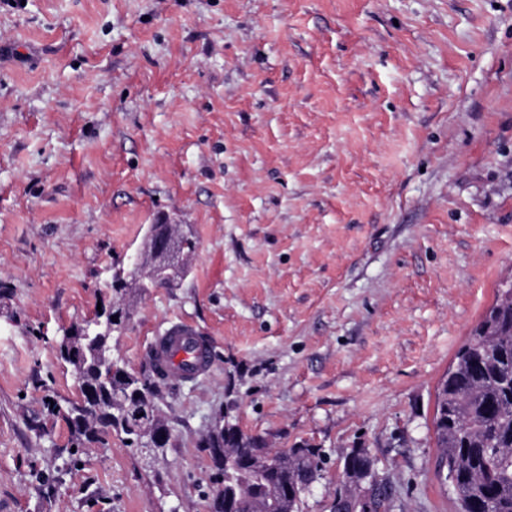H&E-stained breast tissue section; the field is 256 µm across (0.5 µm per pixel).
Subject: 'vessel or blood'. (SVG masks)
<instances>
[{
  "label": "vessel or blood",
  "mask_w": 512,
  "mask_h": 512,
  "mask_svg": "<svg viewBox=\"0 0 512 512\" xmlns=\"http://www.w3.org/2000/svg\"><path fill=\"white\" fill-rule=\"evenodd\" d=\"M198 336L192 324L181 322L154 337L152 349L156 366L165 370H181L183 375L193 379L208 373L211 369L208 348L200 345L191 349L187 346L189 339Z\"/></svg>",
  "instance_id": "b4317fda"
}]
</instances>
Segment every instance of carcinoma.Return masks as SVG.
<instances>
[{
    "instance_id": "cac0c4a2",
    "label": "carcinoma",
    "mask_w": 512,
    "mask_h": 512,
    "mask_svg": "<svg viewBox=\"0 0 512 512\" xmlns=\"http://www.w3.org/2000/svg\"><path fill=\"white\" fill-rule=\"evenodd\" d=\"M163 231L174 241L186 260L194 256L197 243L178 224H165ZM142 291L152 283L150 270L139 277L117 281L112 289V306L130 308L129 286ZM107 311L85 322L88 345L93 355L77 366L65 355L73 373H82L86 383L96 388L97 409L84 415L86 401L62 409L71 427L76 448L103 441L102 430L121 437L134 448L167 428L160 415V383L168 375L157 373L145 380V373L131 372L112 356V340L106 334ZM108 359L100 367L94 355ZM438 467L451 486L457 512H512V286L498 290L494 304L473 329L468 342L457 352L446 376L439 383L433 418ZM212 464L224 475L232 498L211 502V512H277L278 499L289 497L293 512H300L302 496L314 482L324 454L308 445L288 449L267 462L273 450L259 439L245 436L224 421V435L206 437ZM394 499L387 483L377 482L370 500L353 495L346 501L347 512H392Z\"/></svg>"
}]
</instances>
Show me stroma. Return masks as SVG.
Masks as SVG:
<instances>
[{"instance_id": "obj_1", "label": "stroma", "mask_w": 512, "mask_h": 512, "mask_svg": "<svg viewBox=\"0 0 512 512\" xmlns=\"http://www.w3.org/2000/svg\"><path fill=\"white\" fill-rule=\"evenodd\" d=\"M199 242L133 295L128 369L186 321L162 455L71 454L63 335L112 302L153 224ZM512 282V0H0V500L210 512L216 413L325 461L368 449L394 512H456L434 390Z\"/></svg>"}]
</instances>
